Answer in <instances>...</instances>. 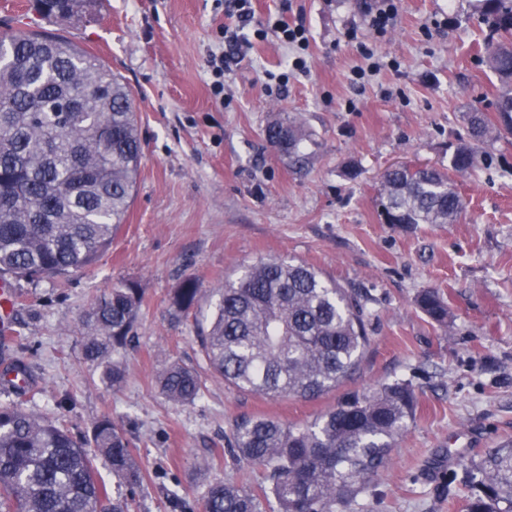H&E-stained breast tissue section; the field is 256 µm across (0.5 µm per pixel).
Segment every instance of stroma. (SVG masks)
<instances>
[{
	"mask_svg": "<svg viewBox=\"0 0 512 512\" xmlns=\"http://www.w3.org/2000/svg\"><path fill=\"white\" fill-rule=\"evenodd\" d=\"M33 2L0 0V35L46 31L96 55L133 92L142 158L126 222L94 268L13 284L11 323L22 337L0 339V350L29 366L35 390L21 398L25 409L63 412L80 438L112 415L145 481L129 490L97 460L110 497L132 498V512H176L175 491L188 512H202L209 482L262 480L226 449L236 420L310 422L350 392L406 380L416 416L366 497L368 512H465V464L512 440V138L482 145L476 175L458 179L466 210L457 223H384L379 190L392 166L447 168L467 113L492 111L501 85L486 62L478 0H401L382 37L359 0H292L287 12L279 0H252L254 27L305 18L306 69L289 71L293 51L248 27L252 42L233 56L219 97L208 61L228 50L224 30L237 18L215 0H97L90 16L51 22ZM365 43L379 69L355 81ZM290 117L308 134L302 169L265 140L268 124ZM270 257L313 266L356 290L364 307L359 370L316 401L228 388L200 344L217 289ZM188 276L204 294L178 316L168 295ZM123 279L140 282L145 306L117 356L125 379L113 389L82 355L84 322ZM425 288L447 301L448 328L416 306ZM174 361L200 374L195 403L161 393L159 376Z\"/></svg>",
	"mask_w": 512,
	"mask_h": 512,
	"instance_id": "obj_1",
	"label": "stroma"
}]
</instances>
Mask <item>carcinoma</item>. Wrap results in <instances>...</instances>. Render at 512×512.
<instances>
[{"label": "carcinoma", "instance_id": "carcinoma-1", "mask_svg": "<svg viewBox=\"0 0 512 512\" xmlns=\"http://www.w3.org/2000/svg\"><path fill=\"white\" fill-rule=\"evenodd\" d=\"M498 40L488 63L504 84L494 112L468 115L466 137L451 146L448 171L399 166L381 176L387 224H455L465 202L451 174L468 176L479 145L512 136V0H479ZM46 19L88 12L94 0H35ZM286 134L288 163L302 162L303 128L294 120L265 132ZM142 158L132 92L103 62L72 41L21 31L0 37V279L66 277L94 266L125 223ZM185 278L169 297L176 314L199 301ZM419 309L448 328V304L432 289ZM143 307V289L124 280L88 313L83 355L92 362L125 348ZM200 341L210 367L229 386L267 398L314 400L358 370L369 343L355 293L314 267L260 259L224 290ZM29 378L22 358L1 376ZM171 402L202 396L198 372L171 363L159 378ZM418 405L398 380L353 393L315 420L284 424L242 418L229 434L234 458L263 470L258 495L229 481L207 484L203 512H364L358 499L384 470ZM134 487L142 474L124 427L105 415L91 438H76L61 415L0 405V512H128L110 502L96 457ZM465 512H512V443L466 466Z\"/></svg>", "mask_w": 512, "mask_h": 512}]
</instances>
